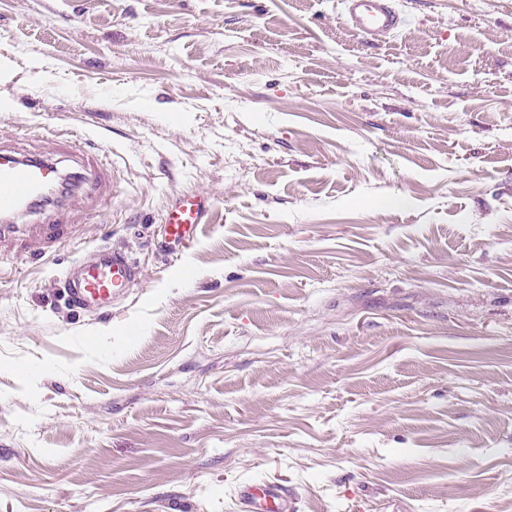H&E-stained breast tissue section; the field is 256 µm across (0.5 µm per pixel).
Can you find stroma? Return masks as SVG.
Returning a JSON list of instances; mask_svg holds the SVG:
<instances>
[{
    "label": "stroma",
    "instance_id": "35a3bbf8",
    "mask_svg": "<svg viewBox=\"0 0 512 512\" xmlns=\"http://www.w3.org/2000/svg\"><path fill=\"white\" fill-rule=\"evenodd\" d=\"M392 5L0 0V147L94 129L116 180L0 240V512H512V0ZM100 244L104 317L57 282ZM345 24L366 40L374 41L401 25V17L389 0H342ZM212 205V198L205 193L195 192L180 196L168 209L164 236L171 247H184L198 238L204 216ZM138 274L125 251L103 244L94 248L88 259L66 267L60 279L73 308L107 316L112 303L127 293ZM237 512H294L293 500L278 483L243 484L236 494Z\"/></svg>",
    "mask_w": 512,
    "mask_h": 512
}]
</instances>
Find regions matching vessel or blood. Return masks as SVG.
<instances>
[{"label":"vessel or blood","mask_w":512,"mask_h":512,"mask_svg":"<svg viewBox=\"0 0 512 512\" xmlns=\"http://www.w3.org/2000/svg\"><path fill=\"white\" fill-rule=\"evenodd\" d=\"M341 10L345 24L370 41L401 25L389 0H341ZM108 177L102 150L86 132L72 134L57 153L49 155L0 148V238L17 232L18 218L34 216L40 221L44 243L66 240L60 211L68 208L72 198L99 192ZM211 204L205 193L180 196L165 217L168 245L182 247L196 240ZM138 274L125 251L103 244L89 258L66 267L61 282L73 308L106 316ZM236 512H294V506L279 484L246 483L237 491Z\"/></svg>","instance_id":"vessel-or-blood-1"}]
</instances>
